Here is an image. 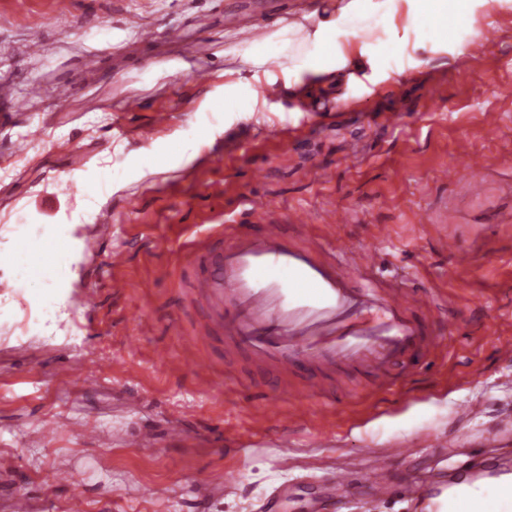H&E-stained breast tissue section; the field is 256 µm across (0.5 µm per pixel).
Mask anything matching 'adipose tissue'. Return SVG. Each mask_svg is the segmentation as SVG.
Masks as SVG:
<instances>
[{"label":"adipose tissue","mask_w":512,"mask_h":512,"mask_svg":"<svg viewBox=\"0 0 512 512\" xmlns=\"http://www.w3.org/2000/svg\"><path fill=\"white\" fill-rule=\"evenodd\" d=\"M512 0H348L338 12L318 16L312 31L289 40L288 94L323 89L336 101H350L354 91L371 92L391 77L417 70L438 55L459 52L461 36L477 18L496 13ZM377 18L386 39L365 38L358 17ZM70 224L46 225L40 232L23 224L6 229L20 240L36 236L54 247L58 265L49 269L51 291H35L36 301H49L53 309L63 304L62 290L76 276L81 242Z\"/></svg>","instance_id":"obj_1"}]
</instances>
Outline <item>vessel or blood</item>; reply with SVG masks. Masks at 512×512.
<instances>
[{
    "label": "vessel or blood",
    "mask_w": 512,
    "mask_h": 512,
    "mask_svg": "<svg viewBox=\"0 0 512 512\" xmlns=\"http://www.w3.org/2000/svg\"><path fill=\"white\" fill-rule=\"evenodd\" d=\"M246 212L264 216L261 231L233 219L214 228L224 245L206 253L208 266L193 274L190 293L206 306L208 329H223L227 350L245 348L255 369L277 374L275 396L258 395L253 421L273 416L279 398L298 405L310 397L334 403L321 376L336 366L367 373L376 391L392 393L411 380L421 361L445 350L444 334L421 317L432 304L428 290L380 276L371 251H340L331 238L319 251L288 241L289 225L303 227L304 215L287 224L268 218L267 205L255 196L247 199ZM107 263L111 273L102 285L121 294L125 282L117 272L127 263L126 252L110 251ZM292 366L311 368L315 375L305 385H293ZM404 454L393 447L369 452L375 499L394 494L395 479L382 473ZM409 490L412 512H454L447 485L430 486L418 478Z\"/></svg>",
    "instance_id": "obj_1"
}]
</instances>
